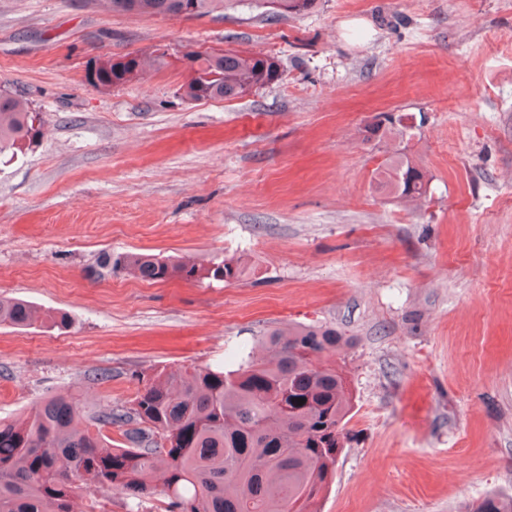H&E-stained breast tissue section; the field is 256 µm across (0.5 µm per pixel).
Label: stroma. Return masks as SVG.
<instances>
[{
  "label": "stroma",
  "mask_w": 512,
  "mask_h": 512,
  "mask_svg": "<svg viewBox=\"0 0 512 512\" xmlns=\"http://www.w3.org/2000/svg\"><path fill=\"white\" fill-rule=\"evenodd\" d=\"M166 54L98 89L95 57ZM263 53L279 77L190 101L186 51ZM0 84L42 134L0 161V295L63 327L0 325V418L68 393L132 406L145 382L232 365L269 329L335 325L351 419L319 512H461L512 496V0H250L201 17L0 0ZM380 113L404 137L362 142ZM403 151L413 207L383 188ZM248 267L148 282L107 254ZM264 13L277 16H290L309 13L316 9L318 0H251ZM381 183L391 189L397 197L418 205L426 194V175L406 155L398 154L390 157L384 170Z\"/></svg>",
  "instance_id": "35a3bbf8"
}]
</instances>
